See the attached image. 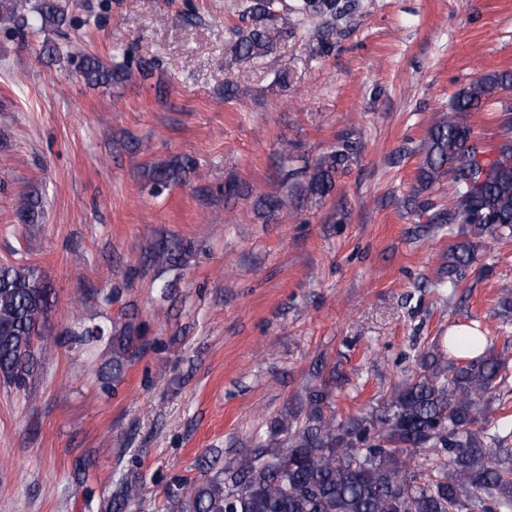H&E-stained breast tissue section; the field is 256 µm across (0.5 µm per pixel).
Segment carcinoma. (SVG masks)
<instances>
[{
	"mask_svg": "<svg viewBox=\"0 0 512 512\" xmlns=\"http://www.w3.org/2000/svg\"><path fill=\"white\" fill-rule=\"evenodd\" d=\"M360 0H296L288 15L273 9L272 0H247V30L235 32L232 51L238 61L266 54L274 43L304 21L318 23L323 47L330 50L334 25L351 17ZM42 19L64 22L51 0L40 6ZM0 20L26 36L24 0H0ZM76 71L89 84L132 77V68L104 66L83 51L69 54ZM512 88V71L484 74L457 90L448 114L432 123L421 141L423 154L417 192L423 193L447 176L454 191L446 200L414 204L426 224H461L463 235L512 239V105L501 104L497 125L506 135L494 152L469 145L474 130L461 114L480 112L482 104ZM359 141L348 131L331 151L302 168L280 170L283 186L298 185L300 194L320 199L335 187L336 175L357 157ZM195 162L181 157L149 169L152 191L184 182ZM255 196L258 213L269 219L288 209V194L263 193L250 186L224 184V196ZM41 201L20 197L18 217L37 224ZM477 244L464 239L448 245V263L440 274L457 288L476 261ZM188 245L165 240L145 251L142 266L174 267L182 263ZM57 303L54 288L39 269L27 264L0 265V382L27 390L38 378L42 354L50 348L44 336ZM104 329L87 327L67 335L68 344H90ZM145 323L126 321L112 333V381L146 349ZM318 383L308 384L294 406L267 423L254 445L231 460L212 448L201 461L203 478L175 477L168 485L163 512H512V429L499 433V408L491 394L508 387V359L493 349L474 358L448 359L440 349L419 354L417 367L394 384L383 398L381 413H350L339 417L334 408L336 366L318 359L313 365ZM424 455L416 467L410 459ZM90 456L78 460L74 481L85 487L87 504L94 500L86 486ZM137 458L129 460L132 477L122 480L98 512H126L141 502Z\"/></svg>",
	"mask_w": 512,
	"mask_h": 512,
	"instance_id": "1",
	"label": "carcinoma"
}]
</instances>
